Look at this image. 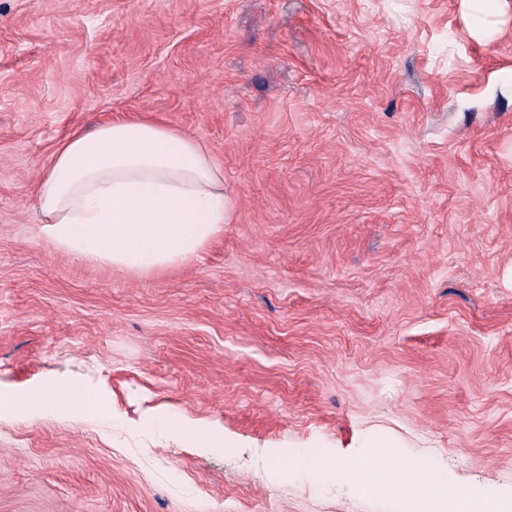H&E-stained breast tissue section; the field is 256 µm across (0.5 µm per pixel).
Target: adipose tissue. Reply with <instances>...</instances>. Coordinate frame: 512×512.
I'll list each match as a JSON object with an SVG mask.
<instances>
[{
    "mask_svg": "<svg viewBox=\"0 0 512 512\" xmlns=\"http://www.w3.org/2000/svg\"><path fill=\"white\" fill-rule=\"evenodd\" d=\"M35 203L56 247L132 271L165 270L199 256L224 231V170L191 135L135 119L70 136L43 169ZM102 394L76 379L0 396V411L21 421L40 414L75 420L98 413ZM167 429L196 448L234 449L221 427L169 417ZM373 473L404 481L406 512H473L470 488L448 483L419 460L368 448Z\"/></svg>",
    "mask_w": 512,
    "mask_h": 512,
    "instance_id": "obj_1",
    "label": "adipose tissue"
}]
</instances>
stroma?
<instances>
[{
    "instance_id": "obj_1",
    "label": "stroma",
    "mask_w": 512,
    "mask_h": 512,
    "mask_svg": "<svg viewBox=\"0 0 512 512\" xmlns=\"http://www.w3.org/2000/svg\"><path fill=\"white\" fill-rule=\"evenodd\" d=\"M127 116L224 167L181 267L41 232L43 166ZM51 378L106 408L1 415L0 512H394L360 488L381 439L512 497V0H0V393ZM164 423L171 433L190 441L193 448H223L229 451L236 448L235 441L225 436L223 427L189 420L181 415L171 416Z\"/></svg>"
}]
</instances>
